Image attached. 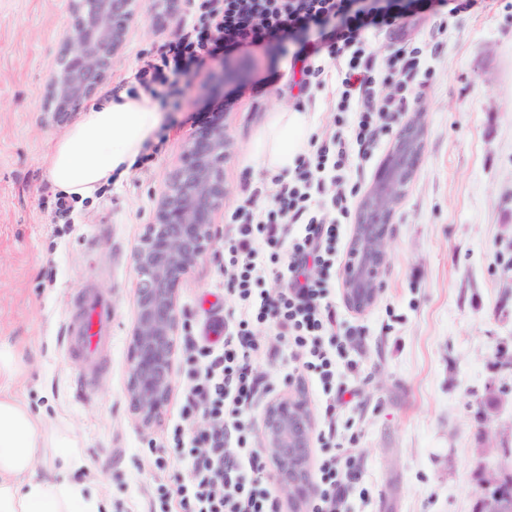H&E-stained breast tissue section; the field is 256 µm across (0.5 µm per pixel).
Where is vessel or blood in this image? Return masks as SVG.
I'll return each instance as SVG.
<instances>
[{"label":"vessel or blood","instance_id":"vessel-or-blood-1","mask_svg":"<svg viewBox=\"0 0 512 512\" xmlns=\"http://www.w3.org/2000/svg\"><path fill=\"white\" fill-rule=\"evenodd\" d=\"M111 320V300L86 294L81 319L68 325L62 338L64 349L68 354L81 356L90 366H97L104 342L102 329Z\"/></svg>","mask_w":512,"mask_h":512}]
</instances>
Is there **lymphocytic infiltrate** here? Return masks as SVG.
Returning a JSON list of instances; mask_svg holds the SVG:
<instances>
[{"instance_id":"f902f5d3","label":"lymphocytic infiltrate","mask_w":512,"mask_h":512,"mask_svg":"<svg viewBox=\"0 0 512 512\" xmlns=\"http://www.w3.org/2000/svg\"><path fill=\"white\" fill-rule=\"evenodd\" d=\"M488 0H194V18L141 64L136 80L159 105L173 104L192 76L217 56L272 46L290 58L300 93L327 85L337 73L334 128L310 155L295 158L287 177L272 180L264 215L239 207L224 237L227 287L238 299L224 315L221 343L200 348L184 389V415L203 413L209 424L194 432L175 427L157 451L156 471L171 461L185 465L176 484L157 481L147 512H280L264 486L267 463L248 444L245 414L265 386L255 372L264 350L253 327L268 326L294 360L296 371L317 377L324 426L317 435L322 454L315 467L316 492L308 512H342L344 490L360 474L358 458L336 441L332 394L336 356L345 338L337 330L330 300L331 276L344 270L351 236L342 223L352 213L350 196L329 202L313 195L329 172L349 165L350 144L367 153L388 126L398 124L413 95L426 86L422 48L403 44L375 53L371 34L398 27L406 10L439 17L481 12ZM381 83L395 91L383 97ZM355 114L347 124L346 114ZM279 278L277 292L263 289Z\"/></svg>"}]
</instances>
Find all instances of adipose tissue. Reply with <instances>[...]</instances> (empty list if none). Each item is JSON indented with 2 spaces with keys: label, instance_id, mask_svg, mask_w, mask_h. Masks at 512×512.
Returning a JSON list of instances; mask_svg holds the SVG:
<instances>
[{
  "label": "adipose tissue",
  "instance_id": "adipose-tissue-1",
  "mask_svg": "<svg viewBox=\"0 0 512 512\" xmlns=\"http://www.w3.org/2000/svg\"><path fill=\"white\" fill-rule=\"evenodd\" d=\"M159 124L156 104L142 93L123 91L90 106L52 146L47 176L54 192L94 198L113 176L130 173ZM305 134L298 111L283 109L269 140V167H287ZM12 383L0 365V512H100L84 485L36 475L44 422L12 395Z\"/></svg>",
  "mask_w": 512,
  "mask_h": 512
}]
</instances>
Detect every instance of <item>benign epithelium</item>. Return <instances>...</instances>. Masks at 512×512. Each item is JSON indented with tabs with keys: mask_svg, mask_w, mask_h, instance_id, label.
<instances>
[{
	"mask_svg": "<svg viewBox=\"0 0 512 512\" xmlns=\"http://www.w3.org/2000/svg\"><path fill=\"white\" fill-rule=\"evenodd\" d=\"M142 7V0H70L71 28L63 38L47 85L46 112L61 121L90 99L105 79L112 59ZM424 125L406 123L360 203L354 226V261L343 279L347 304L371 307L381 289L385 245L399 201L411 184L424 148ZM232 142L224 127V104L208 113L184 145L134 254L140 277L137 317L129 348L127 397L139 423L148 426L163 413L170 395L180 325L177 287L181 277L213 245L214 216L224 207V162ZM312 419L300 396L275 398L262 417L261 441L288 498L290 512L314 494L308 448ZM512 479V466L489 472L481 492ZM483 512H512V493L481 503Z\"/></svg>",
	"mask_w": 512,
	"mask_h": 512,
	"instance_id": "7a95c632",
	"label": "benign epithelium"
}]
</instances>
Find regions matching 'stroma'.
I'll return each mask as SVG.
<instances>
[{
  "label": "stroma",
  "mask_w": 512,
  "mask_h": 512,
  "mask_svg": "<svg viewBox=\"0 0 512 512\" xmlns=\"http://www.w3.org/2000/svg\"><path fill=\"white\" fill-rule=\"evenodd\" d=\"M190 20L187 0L168 22L142 8L103 89L135 87L141 61ZM70 22L69 0H0V348L11 359L13 394L46 421L36 474L87 484L110 512H145L156 478L172 485L183 472L174 463L157 473L153 460L183 422L189 342L215 341V324L237 302L224 281L227 220L246 200L254 212L268 209L266 136L281 107H296L298 97L282 55L267 48L229 65L215 93L207 80L222 65L212 61L181 111L164 113L131 173L63 213L46 164L67 125L45 114L44 98ZM436 24L409 13L400 31L370 40L384 54L401 41L424 44ZM441 39L442 53L424 57L430 84L403 115L422 119L425 148L390 226L379 297L357 312L342 289L332 293L350 339L336 360L335 386L358 392L336 409V439L362 466L349 512H474L480 472L512 461L504 455L512 449V0L449 18ZM216 96L235 102L224 117L232 140L227 195L214 217L213 247L179 282L172 392L160 420L144 427L127 399L134 251ZM394 136L387 131L368 159L327 178V193L349 191L361 201ZM84 288L112 301L106 367L89 389L81 361L61 344L67 321L81 314ZM254 334L269 354L258 373L271 397L302 396L321 429L318 382L290 377L288 352L273 331L261 325ZM60 436L74 440L76 467L61 469L53 449Z\"/></svg>",
  "instance_id": "stroma-1"
}]
</instances>
